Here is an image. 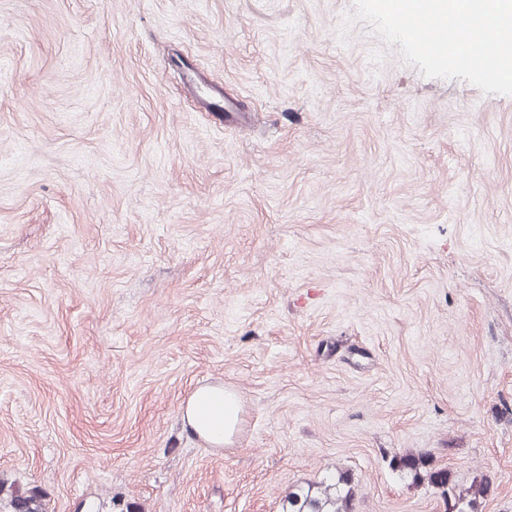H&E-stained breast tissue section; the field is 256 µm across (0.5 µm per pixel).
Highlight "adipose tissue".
Instances as JSON below:
<instances>
[{
    "label": "adipose tissue",
    "mask_w": 512,
    "mask_h": 512,
    "mask_svg": "<svg viewBox=\"0 0 512 512\" xmlns=\"http://www.w3.org/2000/svg\"><path fill=\"white\" fill-rule=\"evenodd\" d=\"M188 427L210 444L230 442L239 422V405L233 391L202 386L188 398L183 412Z\"/></svg>",
    "instance_id": "obj_1"
}]
</instances>
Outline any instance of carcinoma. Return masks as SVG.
<instances>
[{
    "instance_id": "carcinoma-1",
    "label": "carcinoma",
    "mask_w": 512,
    "mask_h": 512,
    "mask_svg": "<svg viewBox=\"0 0 512 512\" xmlns=\"http://www.w3.org/2000/svg\"><path fill=\"white\" fill-rule=\"evenodd\" d=\"M389 466L416 483L441 490L446 512H481L489 494L485 479L460 485L450 471L433 466L432 459L406 452L394 456ZM356 484L348 471H338L323 479L297 485L282 497L280 512H354ZM9 512H51L45 492L37 485L7 491Z\"/></svg>"
}]
</instances>
